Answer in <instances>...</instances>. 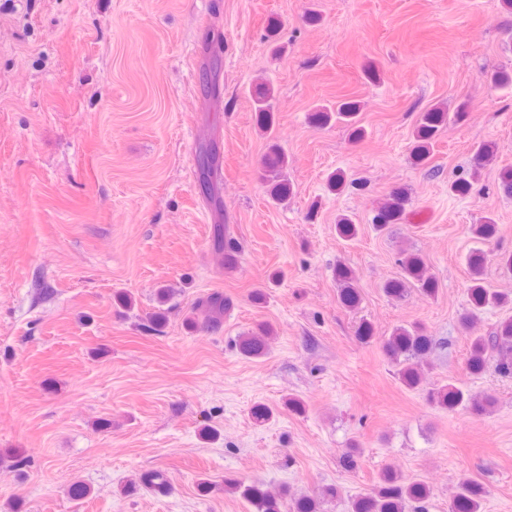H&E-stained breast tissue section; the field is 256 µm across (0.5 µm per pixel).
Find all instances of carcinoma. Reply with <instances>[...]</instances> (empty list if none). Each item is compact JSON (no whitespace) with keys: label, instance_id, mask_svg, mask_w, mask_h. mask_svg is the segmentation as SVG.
<instances>
[{"label":"carcinoma","instance_id":"cac0c4a2","mask_svg":"<svg viewBox=\"0 0 512 512\" xmlns=\"http://www.w3.org/2000/svg\"><path fill=\"white\" fill-rule=\"evenodd\" d=\"M489 85L498 89H512V70L501 68L486 74ZM252 100L256 122L261 131L273 135L276 129L273 90L263 84L252 90ZM361 104L357 100L338 101L332 105H322L309 113V122L324 128L333 124L348 127L350 138L354 142L362 140L364 129L358 124ZM468 112V104L460 103L454 111L442 105H434L419 113L414 133V145L411 158L416 164L425 162L430 149L448 124L463 120ZM495 147L491 143L477 146L472 156L473 173H478L494 155ZM261 178L267 187V193L276 204L288 201L293 194V184L288 178V157L272 144L261 159ZM409 197L402 188L393 189L386 201L378 208L373 217L374 228L380 232L390 229L403 220ZM498 232L495 220L487 216L483 223L472 227L473 237L483 243L496 236ZM214 249L224 255V269L232 270L238 265L240 247L237 241L226 234V226L217 224L213 235ZM486 254L477 248L468 257L470 285L468 288V308L460 315L459 323L468 331L473 321L484 311L512 304V297L489 288L483 278ZM398 265L401 276L386 281L384 293L400 300L409 290L415 289L425 296L437 292V281L431 275L419 253L404 249L400 252ZM338 299L348 308L358 307L361 295L357 278L352 269L344 264L336 267ZM202 309V321L191 319L188 327L199 324L218 325L224 315L233 307V301L220 292L207 295L199 301ZM272 329L267 324L257 327L238 337L237 348L247 358H260L267 354ZM382 352L389 363L396 368V375L408 389H420L424 382L423 360L444 342L427 334L417 324H400L389 335L381 337ZM493 365L494 373L504 379H512V315L500 319L485 336L470 337L469 355L466 369L472 375L486 371ZM427 402L436 408L453 412L467 409L475 416L491 412L496 404L494 395L483 392L473 393L453 383L430 388L426 393ZM227 487L243 498L252 508V512H322V504L341 500V491L336 486L327 487L320 495L291 494L284 498L261 485L242 484L228 481ZM488 495L484 485L468 477H462L450 495L449 512H482L483 503ZM430 496V487L421 478H408L392 467H385L378 473L374 487L361 495L350 496L344 500V512H407L415 504L425 502Z\"/></svg>","mask_w":512,"mask_h":512}]
</instances>
